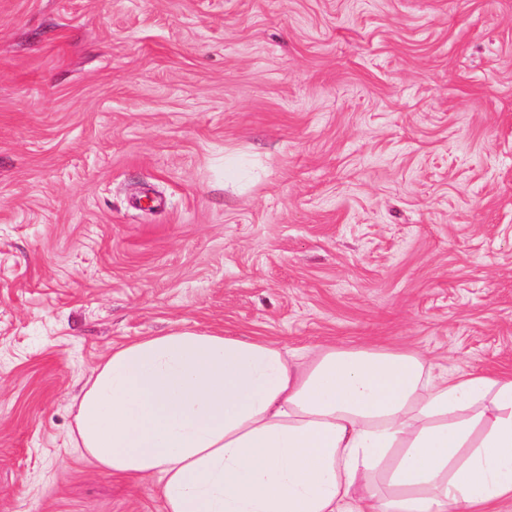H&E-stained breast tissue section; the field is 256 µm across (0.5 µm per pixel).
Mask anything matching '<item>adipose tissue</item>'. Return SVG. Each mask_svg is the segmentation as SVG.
<instances>
[{
  "instance_id": "1",
  "label": "adipose tissue",
  "mask_w": 512,
  "mask_h": 512,
  "mask_svg": "<svg viewBox=\"0 0 512 512\" xmlns=\"http://www.w3.org/2000/svg\"><path fill=\"white\" fill-rule=\"evenodd\" d=\"M73 441L164 512H487L512 500V378L183 328L113 347Z\"/></svg>"
}]
</instances>
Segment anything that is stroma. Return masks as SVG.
Here are the masks:
<instances>
[{
    "mask_svg": "<svg viewBox=\"0 0 512 512\" xmlns=\"http://www.w3.org/2000/svg\"><path fill=\"white\" fill-rule=\"evenodd\" d=\"M184 327L512 375V0H0V512H163L69 433Z\"/></svg>",
    "mask_w": 512,
    "mask_h": 512,
    "instance_id": "stroma-1",
    "label": "stroma"
}]
</instances>
